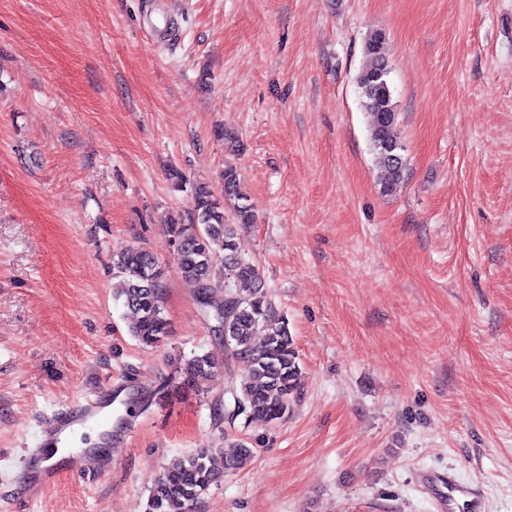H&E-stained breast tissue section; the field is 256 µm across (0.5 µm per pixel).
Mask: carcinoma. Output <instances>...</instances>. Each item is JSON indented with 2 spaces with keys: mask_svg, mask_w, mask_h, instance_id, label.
I'll return each instance as SVG.
<instances>
[{
  "mask_svg": "<svg viewBox=\"0 0 512 512\" xmlns=\"http://www.w3.org/2000/svg\"><path fill=\"white\" fill-rule=\"evenodd\" d=\"M386 33L373 30L363 44L364 63L356 76L362 108L368 112L369 141L376 164L384 172L382 192L391 194L402 185L407 171L404 145L399 133V113L390 81ZM226 197L241 198L236 171L224 166ZM189 219L178 217L168 224L176 266L183 280L192 285L202 306L221 308L224 319L215 328L230 339V356L242 364L239 379H231L229 391L244 406L246 421L276 423L288 417L290 400L299 390L300 367L288 321L268 297L256 265L238 253L237 227L254 221L252 206L239 204L232 216L214 191L197 186ZM112 270L118 282L115 300L130 310L135 320L131 335L146 346L169 336L164 312L166 270L155 255L129 247L113 257ZM182 384L194 388L212 377L214 365L207 353L188 359L180 369ZM224 457V470L216 467L215 448H197L173 458L150 490L146 512H192L209 487L223 473L243 469L254 451L243 442Z\"/></svg>",
  "mask_w": 512,
  "mask_h": 512,
  "instance_id": "1",
  "label": "carcinoma"
}]
</instances>
